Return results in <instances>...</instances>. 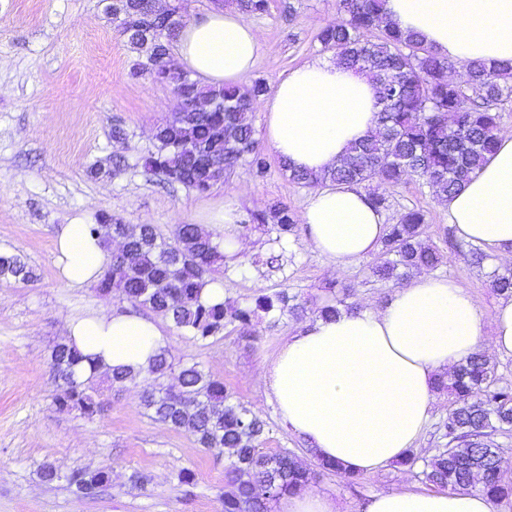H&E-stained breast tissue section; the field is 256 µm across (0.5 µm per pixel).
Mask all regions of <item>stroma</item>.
<instances>
[{
    "label": "stroma",
    "instance_id": "obj_1",
    "mask_svg": "<svg viewBox=\"0 0 512 512\" xmlns=\"http://www.w3.org/2000/svg\"><path fill=\"white\" fill-rule=\"evenodd\" d=\"M107 4L0 0V252L20 255L36 273L26 284L0 281V512H224L226 457L200 448L187 432L152 420L141 405L149 381L98 382L102 410L91 419L57 409L50 361L54 347L66 339L68 321L103 306L126 314L134 308L96 286L62 282L54 240L73 217L92 219L102 212L127 224L154 225L167 237L175 225L201 223L224 203L246 218L278 200L298 216L311 189L291 182L265 144L260 147L264 173L234 168L202 194L145 174L138 160L153 149V131L170 116L174 97L166 85L131 78L136 54L117 31ZM337 15L336 0H270L267 12L250 19L261 39L253 81L271 88L303 63L329 58L318 33ZM116 125L126 131V140L113 139ZM116 158L124 162L120 175L90 174V164L108 167ZM363 190L386 197V223H396L405 210H423V236L444 255L436 275L454 278L485 317H492L498 296L489 282L501 267L489 259L471 263L470 244L457 237L446 204L431 188L410 178L396 188L374 181ZM247 237L251 253H278L281 266L227 268L220 284L225 297L240 306L281 290L321 304L343 295L353 305H381L396 289L394 282L373 277L370 258L333 271L304 226L282 236L269 225ZM314 317L310 309L278 314L273 323L256 317L196 342L169 329L165 340L174 365L199 363L267 421L271 432L263 453L294 452L313 475L311 489L334 497L342 512H360L377 492L429 490L417 466L393 465L354 481L322 470L308 457L305 442L281 424L256 373ZM46 462L60 475L51 484L39 475ZM103 467L111 468L112 481L98 496H82L67 482L73 470ZM185 469L195 475L190 497L178 480ZM136 471L147 476L145 485L130 482Z\"/></svg>",
    "mask_w": 512,
    "mask_h": 512
}]
</instances>
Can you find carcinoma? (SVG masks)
<instances>
[{"label": "carcinoma", "instance_id": "cac0c4a2", "mask_svg": "<svg viewBox=\"0 0 512 512\" xmlns=\"http://www.w3.org/2000/svg\"><path fill=\"white\" fill-rule=\"evenodd\" d=\"M385 0H339L340 16L324 26L318 40L336 56V63L368 73L377 87L379 111L376 133L356 142L334 169L321 174L282 169L298 185L354 184L380 181L398 186L409 177L431 187L440 198L458 192L495 148L499 112L512 105V65L484 62L460 64L427 46L414 33L385 21ZM247 16L263 14L268 0H236ZM110 13L137 53L130 75L147 76L171 88L175 98L172 119L159 126L154 150L142 157L145 171L162 176L168 184L204 193L224 181L226 171L246 164L256 173L265 169L254 127L244 113L267 91L256 82L247 89L204 87L167 66L163 56L184 26V12L175 5L159 11L152 0H112ZM377 29L371 39L368 32ZM466 72L462 84L448 79V70ZM254 222L273 223L280 233L296 228L294 214L283 202H273L251 214ZM425 214L410 209L388 226L382 251L373 267L381 280H398L400 269L432 270L444 255L421 240ZM112 225V237L127 245L129 259L112 256L98 284L103 293L114 292L133 306L148 309L170 323L181 336L206 340L234 322L248 325L253 310L201 298L211 274L224 266L219 245L195 224L176 225L164 238L151 224H125L102 212L89 226ZM34 272L18 255L0 253V280L27 283ZM490 287L512 295V272L496 274ZM256 309L269 314L285 309L306 310L290 304L284 290L263 295ZM87 360L75 347L61 343L52 351L51 372L60 382L55 398L62 411L92 418L101 402L94 388L95 373L83 377ZM173 364L163 347L149 366L132 373L109 374L113 383L136 381L147 375L153 388L142 397L144 409L159 422L189 433L200 447L217 450L228 459L224 512H268L269 503L310 482V473L295 455H266L259 445L270 434L269 424L234 400L224 384L197 363L183 364L179 387L163 384ZM436 390L455 398L440 428L446 447L424 462L426 482L448 490L474 488L497 500L512 496V476L502 466V448L496 435L512 432V387L497 383L494 367L479 352L436 380ZM112 470L78 469L68 477L76 492L95 496L111 482Z\"/></svg>", "mask_w": 512, "mask_h": 512}]
</instances>
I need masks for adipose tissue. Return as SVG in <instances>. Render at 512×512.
Instances as JSON below:
<instances>
[{
    "label": "adipose tissue",
    "mask_w": 512,
    "mask_h": 512,
    "mask_svg": "<svg viewBox=\"0 0 512 512\" xmlns=\"http://www.w3.org/2000/svg\"><path fill=\"white\" fill-rule=\"evenodd\" d=\"M386 19L420 35L453 61H512V0H386ZM261 41L235 8H218L186 24L174 62L212 87L241 85L254 70ZM264 139L292 168H334L350 147L378 128L377 89L362 71L316 59L291 70L258 100ZM314 247L345 270L379 248L387 226L365 192L352 186L312 189L300 216ZM448 222L465 242L512 263V129L448 202ZM59 276L97 282L108 251L85 219L63 225L55 240ZM489 341L512 356V297L485 318L455 280L422 273L373 305L317 317L285 340L259 373L283 425L317 458L367 473L402 460L428 429L435 382ZM67 341L99 369L140 370L164 347L150 319L100 310L69 320ZM363 512H498L481 490L372 495Z\"/></svg>",
    "instance_id": "1"
}]
</instances>
